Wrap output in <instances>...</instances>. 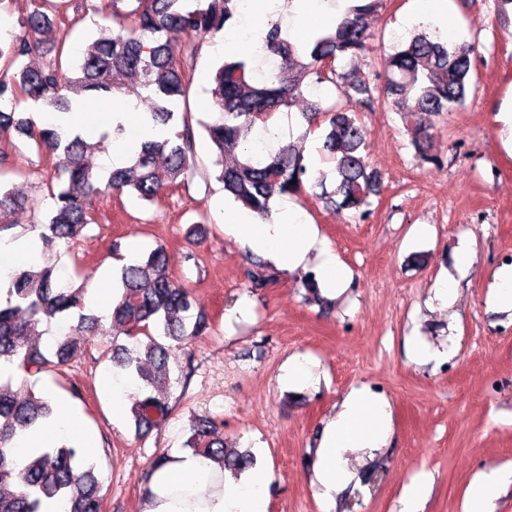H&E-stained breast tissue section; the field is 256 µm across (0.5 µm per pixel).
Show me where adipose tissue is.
I'll use <instances>...</instances> for the list:
<instances>
[{
    "label": "adipose tissue",
    "instance_id": "adipose-tissue-1",
    "mask_svg": "<svg viewBox=\"0 0 512 512\" xmlns=\"http://www.w3.org/2000/svg\"><path fill=\"white\" fill-rule=\"evenodd\" d=\"M242 26L224 30L225 50L241 40L262 44L270 24H279L284 37L306 36L313 17L333 22L338 18L329 0H238ZM124 127L125 133L112 142L106 166L125 163L130 152L144 140H160L166 133L154 126L148 113L134 110L132 102L117 95L112 99L106 130ZM229 232L255 250L271 254L282 267L300 266L315 254L319 269L330 289L344 285L347 273L336 255L318 238L314 225L292 207L273 209L269 216L241 209L224 215ZM389 405L364 388L351 390L337 419L328 425L315 467L316 492L325 501L352 479L344 455L352 448H374L388 431ZM269 476L261 468L251 469L240 482L213 459L190 452L168 455L163 465L150 469L141 493L140 512H267Z\"/></svg>",
    "mask_w": 512,
    "mask_h": 512
}]
</instances>
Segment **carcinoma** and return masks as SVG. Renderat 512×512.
Segmentation results:
<instances>
[{
  "instance_id": "cac0c4a2",
  "label": "carcinoma",
  "mask_w": 512,
  "mask_h": 512,
  "mask_svg": "<svg viewBox=\"0 0 512 512\" xmlns=\"http://www.w3.org/2000/svg\"><path fill=\"white\" fill-rule=\"evenodd\" d=\"M34 2L21 33L0 41V70L11 73L0 80V136H24L48 158L53 206L38 225L39 237L70 245L96 223L93 202L101 193L126 191L154 204L168 192L189 189L197 174L196 132L191 111L180 109V104L189 99L195 50L179 48L175 38L216 36L234 18L237 0H108L103 11L112 15V26L99 27L79 59L70 55L68 38L86 15L78 9L68 14L71 0ZM381 2L356 0L335 26L300 47L272 25L262 44L264 56L277 65L269 75L235 58L213 63L212 96L218 117L202 127L216 151V180L233 203L268 214L275 199L318 189L316 197L326 204L368 217L369 198L380 192V177L369 169L363 154L366 129L358 113L372 109L377 101L412 120V144L420 160L439 161L432 154L436 118L465 99L476 51L466 45L450 49L418 34L384 59L386 83L382 98H376L370 84L357 77V64L369 50L368 17ZM47 33L55 34L48 49L53 57L39 67L24 63L44 49ZM327 59L345 62L349 69H327ZM132 80L148 91L153 99L151 119L167 130L168 137L141 142L126 168L94 172L87 155L105 150L104 140L88 142L57 124L38 128L18 112L25 104L69 112L74 100L88 97L109 106ZM324 83L337 89V100L318 99L301 112V118L303 135L319 131L322 151L333 162L330 174L315 171L293 142L262 160L243 147L257 123L265 124L292 107L303 89ZM24 204L25 196L0 180V224L10 223L13 212ZM274 277L269 263L261 260L247 271L253 288L267 287ZM7 278L6 305H0V368L6 364L30 376L59 373L74 354L77 337L91 341L110 335L102 319L86 306L87 289L61 284L52 266L32 265ZM118 281L120 296L112 304L110 319L111 325L123 328L126 341L112 339V363L136 390L130 413L135 432L145 436L170 411L169 353L157 337L182 347L209 333L211 321L207 313L196 310L191 287L173 277L161 247L123 265ZM303 287L307 300L328 305L315 276H308ZM54 321L69 323L73 334L59 336L43 349L33 338ZM54 414L51 402L28 384L15 388L9 381L0 382V512H40L45 499L61 500L65 512H103L95 464L75 442L61 440L33 451L23 462L16 460L15 442ZM214 429L213 421L197 420L186 446L198 455L220 459L224 468L236 473L255 466L252 454L225 447L213 437Z\"/></svg>"
}]
</instances>
